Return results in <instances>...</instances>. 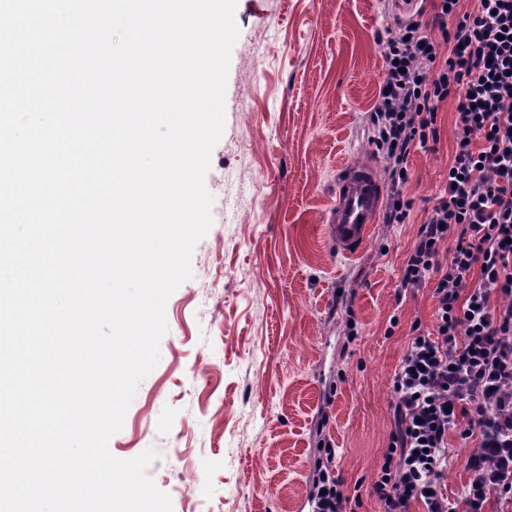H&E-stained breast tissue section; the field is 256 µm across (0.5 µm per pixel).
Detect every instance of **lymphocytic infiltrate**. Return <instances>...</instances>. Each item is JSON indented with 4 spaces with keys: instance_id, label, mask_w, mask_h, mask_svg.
<instances>
[{
    "instance_id": "lymphocytic-infiltrate-1",
    "label": "lymphocytic infiltrate",
    "mask_w": 512,
    "mask_h": 512,
    "mask_svg": "<svg viewBox=\"0 0 512 512\" xmlns=\"http://www.w3.org/2000/svg\"><path fill=\"white\" fill-rule=\"evenodd\" d=\"M433 0L442 39L409 19L388 29L384 91L370 114L386 161L385 221L405 223L412 147L436 141L437 114L457 100L455 153L443 196L420 226L402 276L432 287V329L414 337L393 378L394 428L373 484L383 512H487L512 505V0ZM476 440L466 485L448 501V435ZM313 512H347L344 485L321 469Z\"/></svg>"
}]
</instances>
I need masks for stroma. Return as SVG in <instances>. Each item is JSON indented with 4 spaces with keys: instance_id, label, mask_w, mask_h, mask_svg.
I'll return each mask as SVG.
<instances>
[{
    "instance_id": "1",
    "label": "stroma",
    "mask_w": 512,
    "mask_h": 512,
    "mask_svg": "<svg viewBox=\"0 0 512 512\" xmlns=\"http://www.w3.org/2000/svg\"><path fill=\"white\" fill-rule=\"evenodd\" d=\"M235 18L224 130L205 178L213 223L166 302L160 360L109 450H156L147 473L172 512H312L331 447L350 512H381L373 483L394 372L413 323L431 327L436 311L432 288H403L402 273L446 185L456 102L438 112L434 148L407 158L406 222H376L344 255L323 216L342 164L385 167L369 114L393 0H237Z\"/></svg>"
}]
</instances>
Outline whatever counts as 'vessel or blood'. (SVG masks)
Instances as JSON below:
<instances>
[{
	"instance_id": "obj_1",
	"label": "vessel or blood",
	"mask_w": 512,
	"mask_h": 512,
	"mask_svg": "<svg viewBox=\"0 0 512 512\" xmlns=\"http://www.w3.org/2000/svg\"><path fill=\"white\" fill-rule=\"evenodd\" d=\"M385 184L372 160L343 166L336 183L335 199L325 214L330 242L345 255H353L375 223Z\"/></svg>"
}]
</instances>
